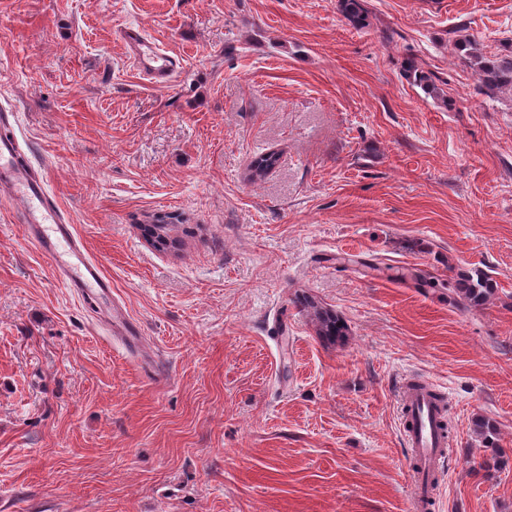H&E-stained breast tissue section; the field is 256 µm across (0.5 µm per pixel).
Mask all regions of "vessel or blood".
Returning <instances> with one entry per match:
<instances>
[{
  "label": "vessel or blood",
  "mask_w": 512,
  "mask_h": 512,
  "mask_svg": "<svg viewBox=\"0 0 512 512\" xmlns=\"http://www.w3.org/2000/svg\"><path fill=\"white\" fill-rule=\"evenodd\" d=\"M124 38L134 52L135 61L151 80L166 84L179 64L129 28ZM8 114H0V192L17 206L26 237L33 246L50 256L66 288L81 300L96 301L112 292L97 260L90 258L57 204L47 193L43 176L20 158V145L9 130ZM432 382L406 385L401 393L405 418V439L418 469L410 481L415 512H425L436 494L431 474L447 447L441 427V409L434 399Z\"/></svg>",
  "instance_id": "vessel-or-blood-1"
}]
</instances>
